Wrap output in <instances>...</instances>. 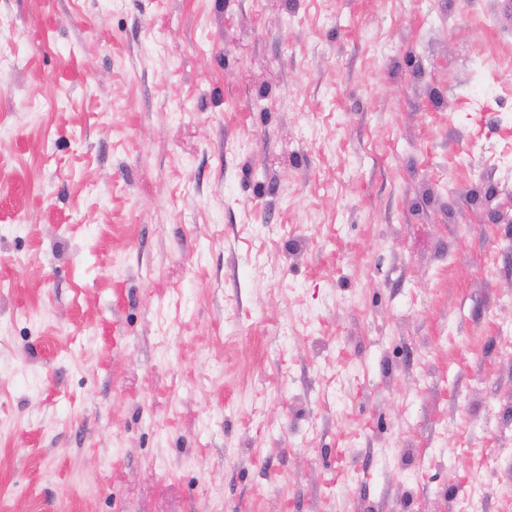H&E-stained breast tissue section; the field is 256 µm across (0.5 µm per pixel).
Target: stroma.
<instances>
[{
  "instance_id": "stroma-1",
  "label": "stroma",
  "mask_w": 512,
  "mask_h": 512,
  "mask_svg": "<svg viewBox=\"0 0 512 512\" xmlns=\"http://www.w3.org/2000/svg\"><path fill=\"white\" fill-rule=\"evenodd\" d=\"M0 512H512L501 0H0Z\"/></svg>"
}]
</instances>
